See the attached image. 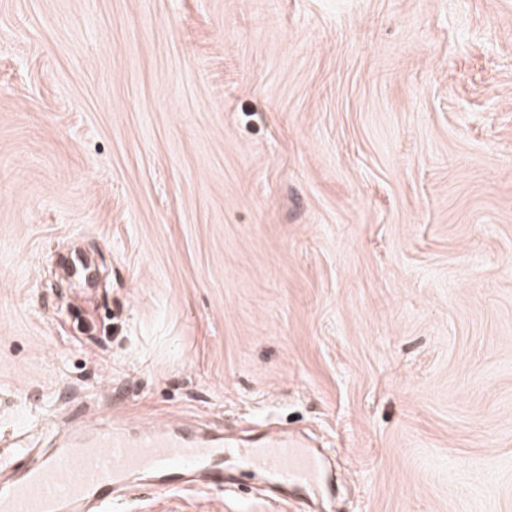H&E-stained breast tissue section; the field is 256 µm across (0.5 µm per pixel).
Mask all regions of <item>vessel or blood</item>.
I'll list each match as a JSON object with an SVG mask.
<instances>
[{
  "label": "vessel or blood",
  "instance_id": "1",
  "mask_svg": "<svg viewBox=\"0 0 512 512\" xmlns=\"http://www.w3.org/2000/svg\"><path fill=\"white\" fill-rule=\"evenodd\" d=\"M265 472L275 484L309 497L326 487V466L310 444L285 431L246 445L210 435L189 418L135 426L107 413L73 423L49 453L0 480V512H116L139 473L168 490L198 482L222 493L227 464Z\"/></svg>",
  "mask_w": 512,
  "mask_h": 512
}]
</instances>
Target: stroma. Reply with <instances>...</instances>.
Masks as SVG:
<instances>
[{
    "label": "stroma",
    "mask_w": 512,
    "mask_h": 512,
    "mask_svg": "<svg viewBox=\"0 0 512 512\" xmlns=\"http://www.w3.org/2000/svg\"><path fill=\"white\" fill-rule=\"evenodd\" d=\"M107 404L512 512V0H0V465Z\"/></svg>",
    "instance_id": "35a3bbf8"
}]
</instances>
